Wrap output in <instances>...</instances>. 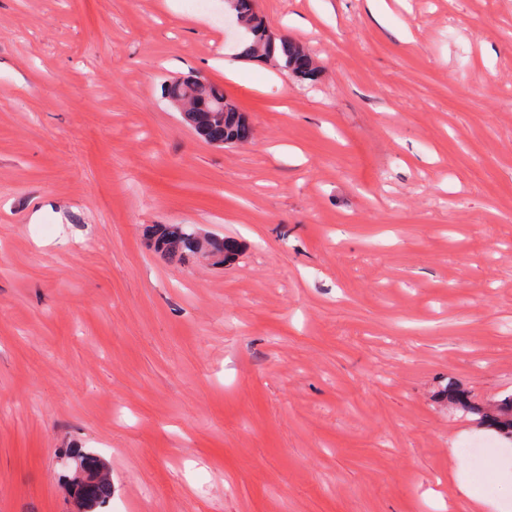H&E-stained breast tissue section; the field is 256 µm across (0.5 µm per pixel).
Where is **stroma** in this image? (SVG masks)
Here are the masks:
<instances>
[{"mask_svg": "<svg viewBox=\"0 0 512 512\" xmlns=\"http://www.w3.org/2000/svg\"><path fill=\"white\" fill-rule=\"evenodd\" d=\"M256 6L316 84L241 56L225 0H0V512L512 498L444 394L512 392V0ZM188 75L251 142L192 131ZM155 224L239 252L166 263ZM85 468L94 478V484L81 485V495L91 501H104L110 495V483L108 473L96 465L86 464Z\"/></svg>", "mask_w": 512, "mask_h": 512, "instance_id": "stroma-1", "label": "stroma"}]
</instances>
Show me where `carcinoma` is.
<instances>
[{"label": "carcinoma", "instance_id": "carcinoma-1", "mask_svg": "<svg viewBox=\"0 0 512 512\" xmlns=\"http://www.w3.org/2000/svg\"><path fill=\"white\" fill-rule=\"evenodd\" d=\"M229 8L239 15L244 22L249 44L242 54L262 58L269 63L288 71H294L298 54L303 52L301 45L287 40L274 41L268 39L265 26L255 12L253 0H227ZM192 94L199 101L207 102L213 108L216 101L224 99V90L219 86L199 81L191 88ZM203 129L208 136L222 139L233 145L249 140L252 131L242 119L241 113L226 102L224 112H199L196 125L192 129ZM149 247L162 260L181 265H188L205 253L214 258L218 266L234 259L236 245L223 239L205 238L196 230L185 224H160L148 231ZM448 399L460 408L477 417L478 423L494 429L502 437L512 441V395L493 407H483L470 401L462 392L448 387ZM85 468L94 478V484L81 486V495L91 501H103L110 495L108 473L92 464Z\"/></svg>", "mask_w": 512, "mask_h": 512}]
</instances>
